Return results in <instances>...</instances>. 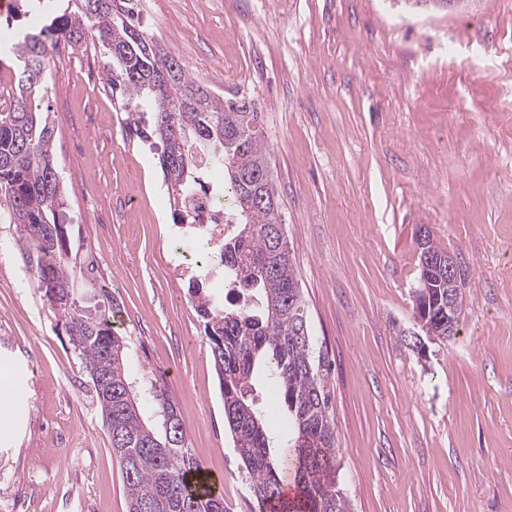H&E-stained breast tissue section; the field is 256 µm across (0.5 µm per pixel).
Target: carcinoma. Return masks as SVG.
<instances>
[{"instance_id":"carcinoma-1","label":"carcinoma","mask_w":512,"mask_h":512,"mask_svg":"<svg viewBox=\"0 0 512 512\" xmlns=\"http://www.w3.org/2000/svg\"><path fill=\"white\" fill-rule=\"evenodd\" d=\"M41 3L46 23L8 52L14 68L13 101L0 112V206L15 225L23 258L39 279L66 328L88 391L108 433L121 471L128 512H224V498L189 486L199 470L189 452L178 407L157 378L131 388L126 338L112 321L120 306L103 293L107 308L89 314L74 298L75 275L67 248L62 185L53 155L56 116L35 105L45 78L48 46L73 49L92 34L111 63L106 81L120 89L132 112L151 113V131L135 132L160 145L167 185L186 196L199 183L198 154L224 176V196L239 222L219 245L228 287L248 302L214 294L189 280L188 294L204 324L224 405V422L241 464L263 503L283 505V479L299 491L294 512H351L336 486V433L329 416L321 364L314 356L307 311L290 254H276L286 238L268 152L254 130L258 113L247 104L214 96L183 65L141 30L134 0H82L71 12L60 0H19L11 19ZM416 305L433 336L450 337L448 317L459 325L463 295L457 277L420 266ZM112 385V396L106 386ZM284 402L288 425L273 433L259 392ZM153 409L161 430L142 417ZM288 454L276 458L272 449Z\"/></svg>"}]
</instances>
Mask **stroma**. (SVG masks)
<instances>
[{
  "mask_svg": "<svg viewBox=\"0 0 512 512\" xmlns=\"http://www.w3.org/2000/svg\"><path fill=\"white\" fill-rule=\"evenodd\" d=\"M143 30L220 98L249 102L269 151L315 351L336 479L352 512H512V0H137ZM93 42L51 49L40 106L68 248L97 258L132 373L164 381L226 512H260L224 423L180 259L156 212L158 150L105 83ZM451 255L455 336L414 318L418 235ZM0 421L14 512H127L100 413L0 209Z\"/></svg>",
  "mask_w": 512,
  "mask_h": 512,
  "instance_id": "obj_1",
  "label": "stroma"
}]
</instances>
